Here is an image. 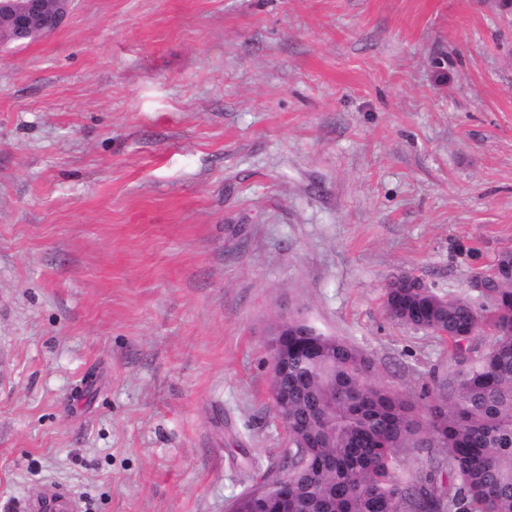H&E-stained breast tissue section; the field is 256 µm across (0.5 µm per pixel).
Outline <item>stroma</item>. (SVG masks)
<instances>
[{
	"mask_svg": "<svg viewBox=\"0 0 512 512\" xmlns=\"http://www.w3.org/2000/svg\"><path fill=\"white\" fill-rule=\"evenodd\" d=\"M512 249V0H74L0 47V512H228L276 474L267 328L419 400ZM23 512H79L76 499L63 489L44 491L25 502Z\"/></svg>",
	"mask_w": 512,
	"mask_h": 512,
	"instance_id": "stroma-1",
	"label": "stroma"
}]
</instances>
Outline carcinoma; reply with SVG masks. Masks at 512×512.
I'll return each mask as SVG.
<instances>
[{
	"instance_id": "1",
	"label": "carcinoma",
	"mask_w": 512,
	"mask_h": 512,
	"mask_svg": "<svg viewBox=\"0 0 512 512\" xmlns=\"http://www.w3.org/2000/svg\"><path fill=\"white\" fill-rule=\"evenodd\" d=\"M477 309L426 288H386L383 302L398 324L428 334L448 332L455 371L433 377L424 411L371 378V363L344 340L315 324L288 337V512H512V250L492 266ZM493 332L474 354L467 334ZM414 441L431 450L427 466L403 477L400 454ZM258 512H283L277 483Z\"/></svg>"
}]
</instances>
